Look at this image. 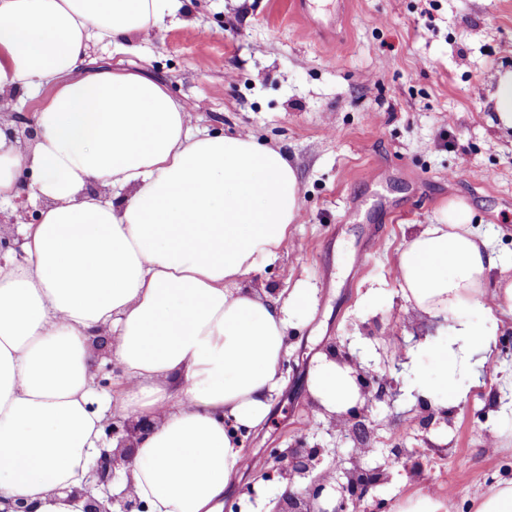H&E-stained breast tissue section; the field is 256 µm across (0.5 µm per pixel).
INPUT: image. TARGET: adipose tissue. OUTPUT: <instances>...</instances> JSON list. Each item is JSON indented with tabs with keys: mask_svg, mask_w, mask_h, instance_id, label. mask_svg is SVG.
Returning a JSON list of instances; mask_svg holds the SVG:
<instances>
[{
	"mask_svg": "<svg viewBox=\"0 0 512 512\" xmlns=\"http://www.w3.org/2000/svg\"><path fill=\"white\" fill-rule=\"evenodd\" d=\"M171 0H0V96L50 89L39 136L0 131V201L38 200L0 253V512H84L82 489L113 410L150 421L116 486L146 512H223L246 471L236 428L254 429L281 388L290 313L307 291L260 296L239 279L288 247L296 171L250 134L191 133L164 85L122 66L85 73L91 42L149 34ZM33 180L21 187L17 176ZM496 259L448 202L400 252L395 274L417 317L453 339L409 349L441 364L423 393L453 405L447 361L484 367L498 326L463 312L512 314V279L485 286ZM107 338L120 377L109 402L93 346ZM308 389L320 415L361 400L349 366L319 355Z\"/></svg>",
	"mask_w": 512,
	"mask_h": 512,
	"instance_id": "ef3b65f1",
	"label": "adipose tissue"
}]
</instances>
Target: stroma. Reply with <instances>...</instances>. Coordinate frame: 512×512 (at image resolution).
<instances>
[{"mask_svg":"<svg viewBox=\"0 0 512 512\" xmlns=\"http://www.w3.org/2000/svg\"><path fill=\"white\" fill-rule=\"evenodd\" d=\"M294 2L177 0L149 37L92 43L89 58L163 84L197 133H251L296 170L300 215L288 250L240 285L311 294L291 315L283 386L243 447L274 468L279 450L302 441L325 448V465L348 466L354 441L328 431L307 390L313 359L345 346L399 384L361 419L380 457L393 447L411 456L393 460L375 496L389 512L426 492L448 512H473L489 487L512 481V316L466 310L497 322L494 365L458 374L463 393L440 416L439 400L418 392L435 361L404 352L442 320L411 316L395 265L411 231L460 199L498 257L488 288L512 278V130L498 126L490 101L498 72L512 69V0H349L325 44ZM362 250L369 262L354 268ZM281 494L279 479L246 473L224 504L267 512Z\"/></svg>","mask_w":512,"mask_h":512,"instance_id":"1","label":"stroma"}]
</instances>
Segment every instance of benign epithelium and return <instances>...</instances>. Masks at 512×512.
<instances>
[{
  "mask_svg": "<svg viewBox=\"0 0 512 512\" xmlns=\"http://www.w3.org/2000/svg\"><path fill=\"white\" fill-rule=\"evenodd\" d=\"M14 125L6 126L0 123V130L9 138L30 142L37 139L39 130L35 122L20 113L12 114ZM336 360L354 370L357 383L365 398V403L387 396L399 394L398 383L394 380L381 381L378 387H373L372 379L376 374L363 368L359 360L349 350L332 349L329 351ZM364 410L355 406L330 420L332 427L342 429L357 419ZM149 425L145 423L112 424V436L118 438V448L102 450L91 470V478L96 486L108 489L115 477V469L119 462L132 459V440L139 431H146ZM324 449L309 448L299 445L286 448L279 452L278 476L280 480L293 485L300 479H309L305 488L300 492L284 493L273 512H386L384 503L372 496V490L389 479L387 469L382 466L374 468L363 467L358 460L351 461V467L336 469L318 467L323 462ZM90 506L89 512H112L111 506L118 505L117 512H145L143 505L131 496H113L105 493L102 498L85 492Z\"/></svg>",
  "mask_w": 512,
  "mask_h": 512,
  "instance_id": "7a95c632",
  "label": "benign epithelium"
}]
</instances>
